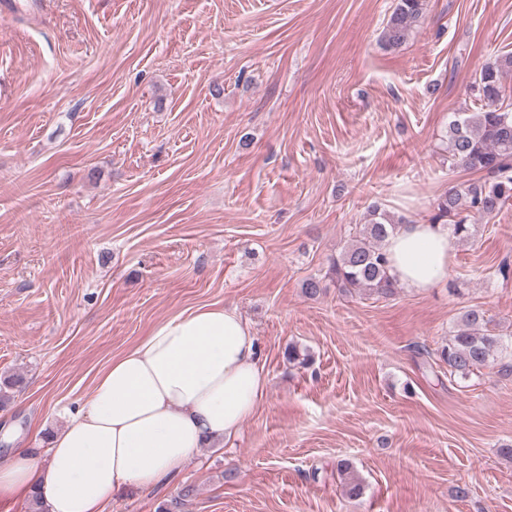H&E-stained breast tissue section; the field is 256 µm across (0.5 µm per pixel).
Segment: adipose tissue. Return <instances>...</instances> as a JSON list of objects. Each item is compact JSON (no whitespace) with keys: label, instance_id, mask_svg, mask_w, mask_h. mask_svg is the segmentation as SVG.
<instances>
[{"label":"adipose tissue","instance_id":"obj_1","mask_svg":"<svg viewBox=\"0 0 512 512\" xmlns=\"http://www.w3.org/2000/svg\"><path fill=\"white\" fill-rule=\"evenodd\" d=\"M454 239L442 224H405L385 245L389 273L419 291L448 276ZM250 325L203 305L161 322L97 373L47 453L16 449L0 467V505L40 500L45 512H104L124 488L172 480L198 449L234 438L267 394Z\"/></svg>","mask_w":512,"mask_h":512}]
</instances>
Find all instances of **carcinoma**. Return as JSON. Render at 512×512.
I'll return each mask as SVG.
<instances>
[{"label":"carcinoma","instance_id":"obj_1","mask_svg":"<svg viewBox=\"0 0 512 512\" xmlns=\"http://www.w3.org/2000/svg\"><path fill=\"white\" fill-rule=\"evenodd\" d=\"M424 0H395L382 31L381 41L390 49L404 45L418 26ZM512 73V52L487 63L475 77L473 89L484 105L478 112H463L448 122L443 143L448 168L485 172L487 178L465 187L448 189L436 200L431 222L448 226L458 241L475 237V216L492 217L512 200V102L506 101L504 77ZM406 223L377 205L369 207L365 221L330 265L340 287L351 293L368 292L390 297L397 283L388 274L385 241ZM481 309L467 310L454 334L440 351L448 373L461 378L491 365L512 374L509 346L490 328Z\"/></svg>","mask_w":512,"mask_h":512}]
</instances>
